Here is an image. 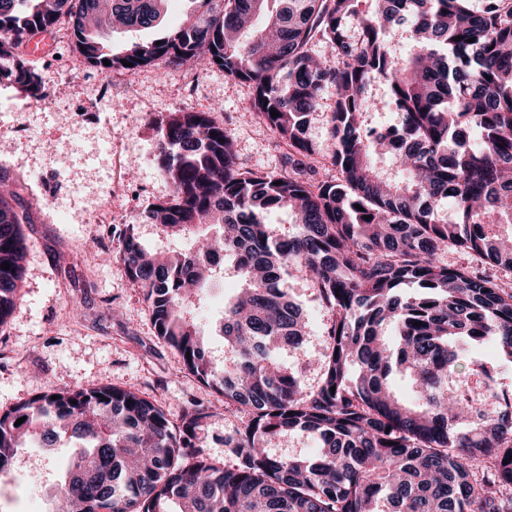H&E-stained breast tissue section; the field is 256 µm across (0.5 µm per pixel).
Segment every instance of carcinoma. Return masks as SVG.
<instances>
[{
	"label": "carcinoma",
	"instance_id": "obj_1",
	"mask_svg": "<svg viewBox=\"0 0 512 512\" xmlns=\"http://www.w3.org/2000/svg\"><path fill=\"white\" fill-rule=\"evenodd\" d=\"M164 2L0 0V78L40 98L19 48L64 12L78 53L101 70L194 62L252 85L245 116L276 131L288 171L242 169L210 113L170 112L156 148L172 194L144 218L192 245L151 254L136 224L119 236L157 336L240 418L224 437L231 462L204 449L215 412L203 399L173 423L129 390L63 387L0 412V476L20 449L65 439L73 455L51 512H512V399L488 386L465 400L455 375L468 358L490 377L487 347L512 363V285L498 275L512 274V0H370L366 14L360 0H191L196 10L161 44L106 50L104 30L151 28ZM376 80L395 125L373 124ZM328 88L338 176L318 180L307 130ZM17 198L0 185V327L24 275ZM271 208L287 210L295 232L272 233ZM450 249L481 268L448 265ZM227 257L239 288L224 302L216 361L189 307L224 278ZM293 266L329 313L312 389L271 357L304 342L303 313L282 285ZM396 375L414 401L395 394ZM294 431L317 439L315 457L268 452Z\"/></svg>",
	"mask_w": 512,
	"mask_h": 512
}]
</instances>
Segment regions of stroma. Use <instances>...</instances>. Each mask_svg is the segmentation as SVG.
<instances>
[{"mask_svg": "<svg viewBox=\"0 0 512 512\" xmlns=\"http://www.w3.org/2000/svg\"><path fill=\"white\" fill-rule=\"evenodd\" d=\"M193 0H167L162 23L152 29L113 30L108 43L121 51L178 28ZM32 62L44 82L36 100H24L0 80V102H24L19 116H0V180L16 185L29 216L23 287L9 321L0 327V411L53 388L112 384L139 392L171 420L191 399H204L217 415L206 437L214 462H227L224 436L238 426L223 415L224 400L187 373L177 353L158 340L143 290L120 262L100 263L97 253L116 252L119 232L135 224L144 246L173 251L183 239H164L140 215L169 197L155 148V119L190 108L212 113L231 130L238 161L262 173L283 171L285 150L260 119L241 121L252 97L249 84L206 67L164 64L140 70L104 71L86 64L74 47L67 16H60ZM112 108H93L98 94ZM110 204H103L104 194ZM237 282L226 276L210 288L195 324L211 355L224 356L216 322ZM306 318L302 350H280L277 361L308 386L320 377L328 314L306 273L284 280ZM69 464L66 444L53 454L27 448L10 477L0 479V512H49L48 494Z\"/></svg>", "mask_w": 512, "mask_h": 512, "instance_id": "stroma-1", "label": "stroma"}]
</instances>
